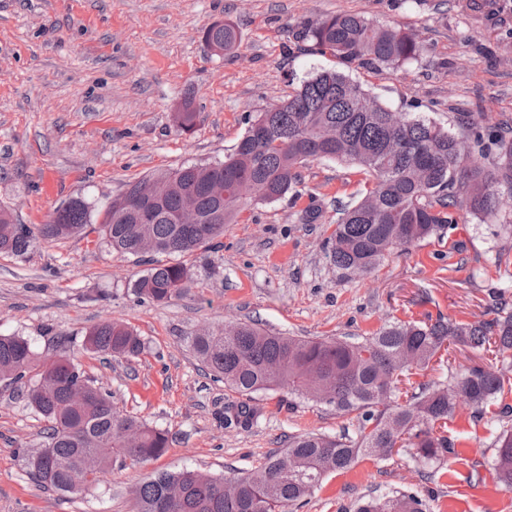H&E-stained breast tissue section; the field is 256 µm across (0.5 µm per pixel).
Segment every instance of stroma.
Wrapping results in <instances>:
<instances>
[{
    "instance_id": "1",
    "label": "stroma",
    "mask_w": 512,
    "mask_h": 512,
    "mask_svg": "<svg viewBox=\"0 0 512 512\" xmlns=\"http://www.w3.org/2000/svg\"><path fill=\"white\" fill-rule=\"evenodd\" d=\"M356 13L415 33L425 51L396 71L351 69L353 80L393 109L461 131L473 113L482 132L512 119V0H0V205L35 228L76 198L105 203L129 181L187 163L222 160L259 112L309 74L336 68L293 34L306 21ZM233 21L236 53L214 56L203 31ZM191 99L196 120L179 132L174 112ZM300 195L255 202L225 225L213 246L189 256L194 276L166 304L137 299L133 281L149 262L84 234L37 245L25 258L0 254V335L37 350L63 344L117 408L168 431L167 452L143 466L107 473L88 494H64L31 479L20 449L38 445L45 422L0 383V512H138L134 490L156 471L192 468L233 476L253 469L299 433L355 434V416L323 403L259 394L251 427L227 426L237 399L213 381L185 336L227 320L289 336H367L396 321L440 316L481 320L497 298L512 301V208L463 216L444 237L395 250L369 276L331 264L338 207L357 200L365 177L352 163L316 160L301 168ZM321 206L317 223L302 213ZM106 320L144 339L136 359L84 351L83 335ZM495 355L450 348L413 384L444 381ZM502 421L474 420L458 405L444 427L456 456L422 464L409 451L359 457L329 475L292 512H354L365 495L403 489L431 512H512V490L497 480L493 442Z\"/></svg>"
}]
</instances>
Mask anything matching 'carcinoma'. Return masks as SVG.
I'll use <instances>...</instances> for the list:
<instances>
[{"label":"carcinoma","instance_id":"1","mask_svg":"<svg viewBox=\"0 0 512 512\" xmlns=\"http://www.w3.org/2000/svg\"><path fill=\"white\" fill-rule=\"evenodd\" d=\"M312 54L331 55L340 68L316 72L281 102L258 114L269 138L259 144L246 129L224 160L186 164L127 184L131 195L153 183L159 203L140 212L103 206L77 198L59 207L47 224L33 232L0 206V254L25 257L39 241L80 235L100 219L99 241L117 253L141 257L139 245L161 244L157 259L132 284L141 300L166 303L179 297L192 278L183 258L213 245L250 200L236 195L248 181L267 184L266 203L299 195V168L319 159L351 162L372 182L356 202L340 209L329 257L344 275L370 274L395 248L407 249L446 233L465 213L480 220L500 210L504 194L512 196V135L499 132L497 163L489 171L464 142L438 123L410 113L388 126L392 108L354 83L346 70L354 65L397 70L419 60L423 44L414 34L339 13L303 23L295 34ZM203 39L216 55L235 52L241 36L230 20L211 24ZM195 111L182 103L175 121L183 132L194 126ZM196 188L206 182L225 185L219 207L205 193L195 204L201 224H178L185 195L172 182ZM198 360L240 401L229 407L226 421L249 428L259 415L251 402L263 391L286 389L356 414V436L295 435L288 447L269 455L250 472L214 477L192 469L149 475L135 488L139 512H289L332 473L349 470L362 455H388L396 445L413 451L424 464L454 454V442L435 430L459 403L484 418L504 388L505 370L473 365L448 372V382L418 386L399 403L400 385L429 368L445 346L494 351L512 367V307L496 303L488 318L467 322L445 317L428 321H394L360 340L349 337L299 338L266 330L250 322H226L205 335L187 338ZM85 349L119 358H136L145 343L128 325L104 321L88 329ZM0 382L24 388L28 404L48 423L40 446L26 448L23 462L37 455L43 463L25 466L29 477L57 491L73 493L68 472L83 458L96 460L87 490L95 489L109 470L145 465L163 455L168 433L120 411L112 393L93 384L74 360L60 354L46 368L41 354L22 336H0ZM139 432L130 448L124 430ZM495 470L512 489V426L494 441ZM356 512H430L417 493L391 491L361 500Z\"/></svg>","mask_w":512,"mask_h":512}]
</instances>
